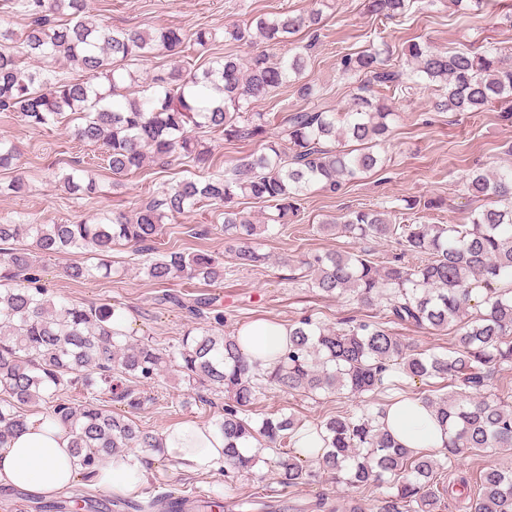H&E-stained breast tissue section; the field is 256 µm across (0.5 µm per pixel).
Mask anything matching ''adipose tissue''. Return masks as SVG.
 Wrapping results in <instances>:
<instances>
[{
	"label": "adipose tissue",
	"instance_id": "obj_1",
	"mask_svg": "<svg viewBox=\"0 0 512 512\" xmlns=\"http://www.w3.org/2000/svg\"><path fill=\"white\" fill-rule=\"evenodd\" d=\"M238 342L249 361L269 368L289 345L288 328L258 320L239 332ZM380 424L416 451L442 447L447 438L430 409L418 400L387 407ZM161 438L165 455L182 470L206 474L224 465V439L209 426L177 423L165 428ZM69 445L67 429L42 415L27 417L24 427L0 446V489L18 488L44 497L64 490L83 470ZM143 475L140 457L131 455L120 463L99 464L94 481L111 493H132Z\"/></svg>",
	"mask_w": 512,
	"mask_h": 512
}]
</instances>
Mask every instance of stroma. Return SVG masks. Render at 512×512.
<instances>
[{
  "label": "stroma",
  "instance_id": "stroma-1",
  "mask_svg": "<svg viewBox=\"0 0 512 512\" xmlns=\"http://www.w3.org/2000/svg\"><path fill=\"white\" fill-rule=\"evenodd\" d=\"M316 0H88L91 14L118 28L172 27L191 34L201 27L223 29L243 24L254 15L289 11L304 14ZM426 40L442 50L475 49L488 44L498 47L512 61V0H483L480 10L465 11L454 0H414L401 17L379 21L366 10V0H333L317 37L302 33L298 44H312L311 61L303 81L315 84L318 98L304 100L293 88L278 89L271 99L255 103L254 109L270 115V132L282 134V117L302 109L342 110L355 89L340 73L342 55L363 50L369 43L385 42L393 64H401L409 41ZM231 52L244 55L238 43L218 41L208 48L185 42L176 55L161 53L144 62L143 78L170 70L204 68L211 60ZM433 90L418 89L396 99L399 118L384 147L387 161L381 170L348 183L340 191L319 190L307 194L293 223L265 238L260 250L268 261L258 266H237L225 250L224 206L214 203L180 215L164 224L157 246L162 251L201 250L224 262L222 283L207 286L193 280L158 284L133 268L131 247L118 246L110 260L112 277L75 281L64 268L67 258L55 257L41 264V277L50 293L81 305L119 303L125 308L122 328L135 339H148L155 347L168 349L177 344L190 319L175 301L194 295L214 298L224 317V333L262 319L286 325L312 313L325 324L357 316L387 321L384 305H358L345 298H325L303 281L300 263L325 251H367L371 261L409 262L410 257L397 242L360 243L341 235L322 232L321 224L339 221L350 210L371 208L388 211L390 217L407 215L422 224H463L481 202L468 193L465 183L471 169L494 170L512 166V113L495 106L483 112H438L433 108ZM74 122L65 118L50 131L29 127L17 114L0 112V138L19 150L18 165L0 170V184L23 177L27 189L21 194L0 193V222L11 224L78 223L104 212L132 214L141 200L157 194L164 186L200 174L230 173L237 160L261 149V140L237 144L223 134L208 135L210 161L203 168L176 160L166 168L147 164L140 173L117 177L109 170L104 149L83 145L73 137ZM82 162L97 182L95 195L75 198L59 184V176L73 162ZM408 199L434 201V208L408 212ZM142 403L131 417L153 434L179 422L214 424L224 412L225 396L202 401L196 389L170 370L151 380L134 382ZM370 398L350 394L302 396L278 390L260 395L252 408L253 421L286 412L303 425L313 426L336 414H352L369 407ZM146 473L136 494L124 498L84 481L74 482L60 495L50 498L30 496L21 490L0 491V500L10 499L7 512H138V504L174 489L184 495L212 501L211 512H319V499L336 503L358 498L364 512H374L376 500L389 488L379 485L351 491L328 476L311 485L283 487L270 464L271 450H263V462L252 471L208 474L181 470L158 452L147 448Z\"/></svg>",
  "mask_w": 512,
  "mask_h": 512
}]
</instances>
